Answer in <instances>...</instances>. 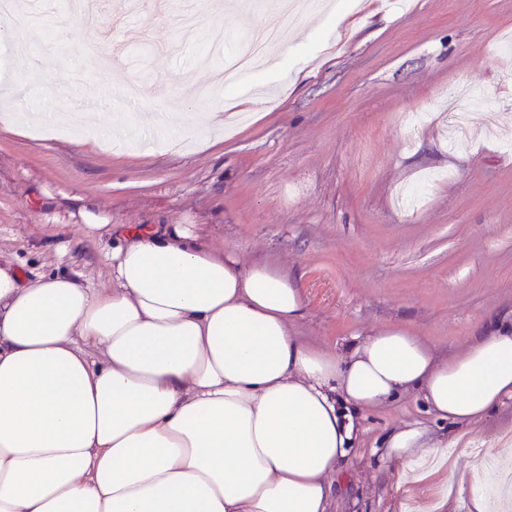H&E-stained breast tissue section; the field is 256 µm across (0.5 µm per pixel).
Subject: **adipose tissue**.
<instances>
[{
	"label": "adipose tissue",
	"instance_id": "adipose-tissue-1",
	"mask_svg": "<svg viewBox=\"0 0 512 512\" xmlns=\"http://www.w3.org/2000/svg\"><path fill=\"white\" fill-rule=\"evenodd\" d=\"M111 285L0 264V512H330L352 410L419 391L471 428L512 403V327L452 359L399 329L330 354L297 336V283L190 224L128 229ZM412 423L401 476L448 461Z\"/></svg>",
	"mask_w": 512,
	"mask_h": 512
}]
</instances>
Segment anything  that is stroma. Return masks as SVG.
<instances>
[{"label": "stroma", "mask_w": 512, "mask_h": 512, "mask_svg": "<svg viewBox=\"0 0 512 512\" xmlns=\"http://www.w3.org/2000/svg\"><path fill=\"white\" fill-rule=\"evenodd\" d=\"M41 19L27 44L39 71L0 43V66L16 83L0 97V260L27 276L66 272L97 288L111 285L113 237L127 225L194 224L209 243L243 262L279 267L303 293L295 331L344 352L355 337L403 329L438 357L460 354L494 322L512 326V0H377L376 14L353 0L341 34L335 12L304 15L276 67L257 65L223 83V106L194 91L223 74L211 49L268 19L270 0H95L96 18L69 19V0H19ZM81 109L95 93L101 124L133 137L111 152L88 135L44 138L39 119L59 112L56 95L75 73ZM467 83L498 104L499 138L485 133L480 102L471 136L449 150L444 128L449 86ZM253 120L214 127L192 140H145L157 114H228L240 97ZM418 111L414 132L400 122ZM112 225L98 238L84 224ZM361 437L333 476L332 512H426L432 486L400 479L383 441L420 423L455 439L432 485L454 482L489 451L512 450V406L463 432L434 416L412 393L356 414Z\"/></svg>", "instance_id": "obj_1"}]
</instances>
